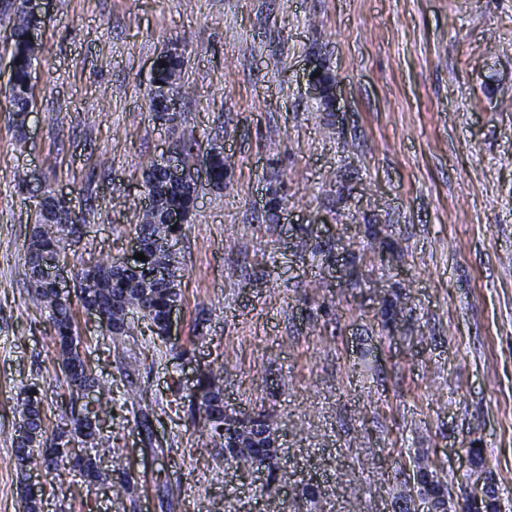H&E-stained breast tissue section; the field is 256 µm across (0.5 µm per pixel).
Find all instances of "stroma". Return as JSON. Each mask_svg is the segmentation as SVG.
<instances>
[{
	"instance_id": "35a3bbf8",
	"label": "stroma",
	"mask_w": 512,
	"mask_h": 512,
	"mask_svg": "<svg viewBox=\"0 0 512 512\" xmlns=\"http://www.w3.org/2000/svg\"><path fill=\"white\" fill-rule=\"evenodd\" d=\"M20 2L0 0V512H22L30 482L42 512H392L419 456L462 512L474 446L512 512V0H42L18 128L5 36ZM170 49L167 115L146 99ZM316 59L335 111L307 96ZM183 141L188 165L217 149L231 167L223 189L200 181L177 245L178 352L75 311L112 397L99 460L137 495L47 473L39 448L17 470L19 392L39 389L48 429L66 410L27 294L37 203L49 190L83 213L72 263L122 261L143 169ZM217 365L227 410L277 421L280 480L225 468L177 415L186 380Z\"/></svg>"
}]
</instances>
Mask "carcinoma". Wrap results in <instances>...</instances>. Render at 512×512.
I'll return each instance as SVG.
<instances>
[{"mask_svg":"<svg viewBox=\"0 0 512 512\" xmlns=\"http://www.w3.org/2000/svg\"><path fill=\"white\" fill-rule=\"evenodd\" d=\"M42 24V20L28 14L25 10L16 11L7 45L10 48L12 78L9 89L11 112L15 120L22 123L24 116L33 103V91L29 80L34 59L33 48L29 43L30 29ZM181 60L179 55H167V63L154 76L159 86H171L178 80ZM231 163L222 152H216L213 161L211 182L216 187L224 186ZM146 189L154 191L160 197V211H144L140 224L136 227L145 247L148 270H163L168 273L165 279H155L144 272L127 273L116 263L97 262L89 269L77 270L74 286V299L59 298L53 288L38 276L41 257L49 252L56 253L61 260L67 259V247L80 237L81 228L77 223L83 217L47 195L35 215V222L26 244V262L28 266V295L32 303L47 310L48 319L54 333L57 348L58 367L65 376L67 389L65 401L68 408L66 419L61 425L46 435L44 412L36 388L20 391L16 397V411L21 418L19 430L13 438L15 463L25 470L30 462V450L45 447L44 461L49 471H57L69 466L70 461L64 455H54L52 448H97L103 444V437L95 428L94 421L109 404L105 390L88 368L82 358L80 338L73 317V304L82 307L96 305L101 308L104 328L112 338L119 340L126 335L124 324L130 313L151 315L155 329L151 335L163 341L164 326L161 323V311L174 302L181 301L178 288V270L175 254L163 248L162 243L183 234L185 225L167 224L162 211L178 209L190 215L194 207L191 196L184 190L168 187L164 180L162 164L154 163L143 174ZM224 375L220 369H207L201 373L197 382V391L189 395L187 419L193 426L206 432L204 446L222 448L224 465L228 468H251L255 464V455L263 454L270 468L272 479H278L276 471L278 448L277 423L270 414L259 413L249 429H235L224 436V424L234 416L222 413L215 419L214 411L224 404ZM99 388V396L93 408H82L77 412L74 407L84 397L89 388ZM126 400L138 408L135 422L147 426L148 413L143 411V390L134 387L126 390ZM82 474L91 482L106 483L112 481V475L99 468L97 456L86 455L79 466ZM417 474L431 480V490L436 499V508L448 512V490L435 473L425 464H418Z\"/></svg>","mask_w":512,"mask_h":512,"instance_id":"cac0c4a2","label":"carcinoma"}]
</instances>
